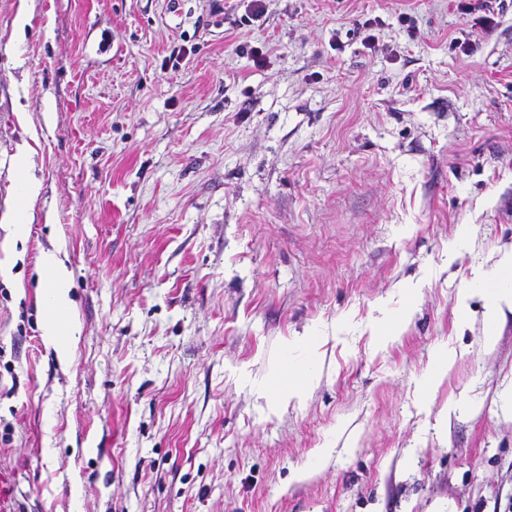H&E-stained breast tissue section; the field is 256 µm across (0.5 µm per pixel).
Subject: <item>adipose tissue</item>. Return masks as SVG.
I'll return each instance as SVG.
<instances>
[{"instance_id": "adipose-tissue-1", "label": "adipose tissue", "mask_w": 512, "mask_h": 512, "mask_svg": "<svg viewBox=\"0 0 512 512\" xmlns=\"http://www.w3.org/2000/svg\"><path fill=\"white\" fill-rule=\"evenodd\" d=\"M41 280L51 303L47 308L45 336L59 355L67 353L68 325V272L55 253H44L41 259Z\"/></svg>"}]
</instances>
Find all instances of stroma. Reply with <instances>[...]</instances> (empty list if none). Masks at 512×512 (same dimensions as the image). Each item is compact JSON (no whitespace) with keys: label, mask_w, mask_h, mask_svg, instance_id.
Wrapping results in <instances>:
<instances>
[{"label":"stroma","mask_w":512,"mask_h":512,"mask_svg":"<svg viewBox=\"0 0 512 512\" xmlns=\"http://www.w3.org/2000/svg\"><path fill=\"white\" fill-rule=\"evenodd\" d=\"M224 10L0 0L15 512H495L512 311L486 303L512 278L481 275L512 251V0L488 32L448 0ZM50 250L66 361L43 336ZM43 288L51 298L47 307L45 336L57 353L66 358L68 325V272L62 260L53 252L44 253L41 259Z\"/></svg>","instance_id":"obj_1"}]
</instances>
